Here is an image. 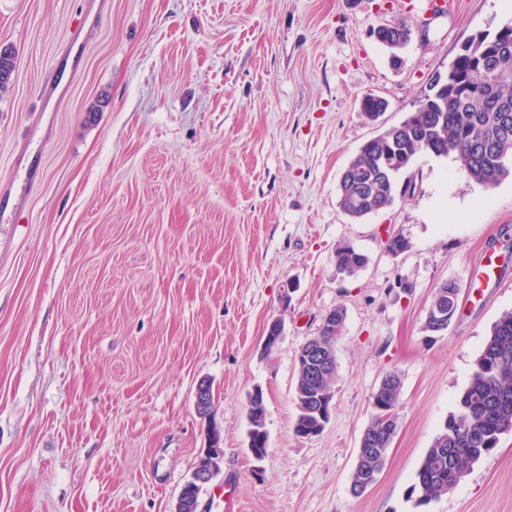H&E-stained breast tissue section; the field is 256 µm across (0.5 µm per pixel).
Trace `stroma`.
<instances>
[{
  "mask_svg": "<svg viewBox=\"0 0 512 512\" xmlns=\"http://www.w3.org/2000/svg\"><path fill=\"white\" fill-rule=\"evenodd\" d=\"M0 0V183L21 180L19 142L61 70L40 179L0 220V512H173L212 432L221 471L200 493L241 512H512V431L453 492L416 506V470L495 321L512 311V178L487 188L453 157L423 155L413 196L351 220L342 172L401 122L463 41L512 21L502 0ZM408 20L391 60L371 35ZM387 102L373 122L360 101ZM408 243L393 254L389 234ZM367 257L350 278L334 252ZM493 252L490 282L473 265ZM471 290L429 337L433 289ZM344 307L335 407L293 431L296 356ZM285 336L260 350L272 320ZM399 371L397 434L376 483H350L371 396ZM212 386L210 418L194 391ZM262 390L268 453L248 451Z\"/></svg>",
  "mask_w": 512,
  "mask_h": 512,
  "instance_id": "35a3bbf8",
  "label": "stroma"
}]
</instances>
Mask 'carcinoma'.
<instances>
[{"instance_id": "cac0c4a2", "label": "carcinoma", "mask_w": 512, "mask_h": 512, "mask_svg": "<svg viewBox=\"0 0 512 512\" xmlns=\"http://www.w3.org/2000/svg\"><path fill=\"white\" fill-rule=\"evenodd\" d=\"M410 38V28L393 23L382 45L400 50ZM470 55L455 72L466 90L456 104L446 109L422 102L399 124L366 141L343 171L339 182V206L354 220L393 206L401 192V176L424 154L451 155L472 181L491 188L512 175V31L502 40L490 41L479 34L470 36ZM507 92L505 111L491 112L490 97ZM367 257L352 244L336 247L335 265L351 277L365 267ZM460 288L446 282L434 288L432 298L448 310V320L458 311ZM336 328L321 333L331 347L342 335L345 311L338 307ZM390 386L378 395V402L390 414L388 421L375 416L361 441L366 449L358 454L350 492L363 495L377 479L386 462L388 449L397 431L396 408L402 380L396 371L385 373ZM302 394H294L295 425L310 428L318 404L314 387L300 383ZM512 430V312L503 313L475 361L465 389L458 396L441 432L423 457L409 495L418 506H426L453 491L470 467L492 452L500 435Z\"/></svg>"}]
</instances>
